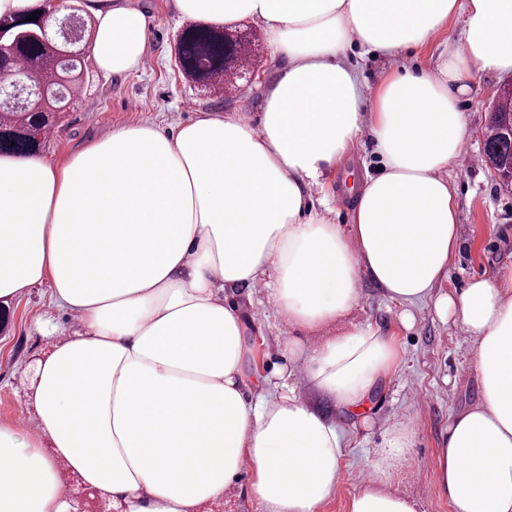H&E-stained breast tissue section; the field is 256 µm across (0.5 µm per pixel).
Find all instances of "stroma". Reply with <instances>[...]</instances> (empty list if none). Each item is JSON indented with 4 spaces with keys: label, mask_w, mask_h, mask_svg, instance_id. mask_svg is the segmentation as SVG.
Segmentation results:
<instances>
[{
    "label": "stroma",
    "mask_w": 512,
    "mask_h": 512,
    "mask_svg": "<svg viewBox=\"0 0 512 512\" xmlns=\"http://www.w3.org/2000/svg\"><path fill=\"white\" fill-rule=\"evenodd\" d=\"M148 21L149 40L142 69L125 77H106L91 69L73 107L60 113L52 138L40 149L41 157L61 164L88 144L112 130L134 124L169 127L188 123L201 114H236L256 118L261 110L263 84L276 74L271 59L263 61V79L243 91L226 93L188 79L178 66L177 46L191 25L176 15L171 0H139ZM462 21H455L446 39L396 59L378 55H352L364 85L375 87L383 75L401 67H434L446 44H458ZM512 84V74H480L475 90L460 102L470 129L463 152L449 166L448 177L457 188L458 221L464 228V244L448 270L440 289L463 287L471 277L512 262V186L503 183L485 155L486 133L499 94ZM382 160L373 146H358L322 185L311 187L310 202L320 208L331 198L333 223L351 221L350 201L339 188L350 178L376 174ZM248 320V376H273L280 367L302 373V365H289L279 346L285 327L267 300L265 290L253 291L245 305ZM402 306L384 298L370 283L361 286V297L340 320L301 330L306 345L341 335L351 325L373 323L392 333L399 350L396 373L360 411H334L343 436V479L321 512H347L357 486L372 474V462L389 430L411 427L412 446L405 460L391 469L392 489L418 500L422 512H451L438 492L436 450L450 419L474 405L480 390L473 368L471 342L460 325L441 319L432 303L410 311L412 321H401ZM46 323L44 331L31 327L34 318ZM66 317L53 304L48 286L28 289L20 297L0 301V421L32 424L34 410L25 404V388L39 358L58 341Z\"/></svg>",
    "instance_id": "obj_1"
}]
</instances>
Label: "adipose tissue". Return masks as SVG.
Returning <instances> with one entry per match:
<instances>
[{"label":"adipose tissue","mask_w":512,"mask_h":512,"mask_svg":"<svg viewBox=\"0 0 512 512\" xmlns=\"http://www.w3.org/2000/svg\"><path fill=\"white\" fill-rule=\"evenodd\" d=\"M180 15L262 26L283 73L257 121L202 115L170 133L112 130L58 166L0 156V298L48 284L76 325L39 360L34 424L0 422V512H69L64 472L114 512H202L240 488L260 512H321L343 440L295 382L244 369L246 323L229 290L262 288L290 327L347 314L368 280L401 306L433 301L472 343L480 402L451 419L436 480L452 512H512V263L436 294L462 245L444 173L468 139L458 103L477 73L512 71V0H174ZM104 74L137 70L148 24L135 0H85ZM463 22L435 69L366 94L352 45L395 57ZM370 137L385 160L353 194L351 222L308 191ZM304 381L357 410L398 366L394 336L358 325L305 348ZM394 428L349 512H420L388 472Z\"/></svg>","instance_id":"adipose-tissue-1"}]
</instances>
